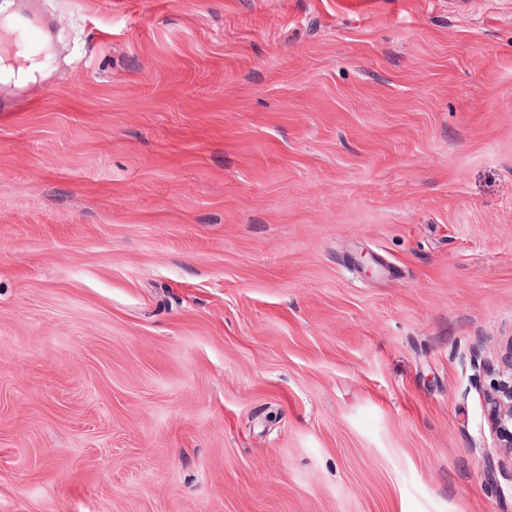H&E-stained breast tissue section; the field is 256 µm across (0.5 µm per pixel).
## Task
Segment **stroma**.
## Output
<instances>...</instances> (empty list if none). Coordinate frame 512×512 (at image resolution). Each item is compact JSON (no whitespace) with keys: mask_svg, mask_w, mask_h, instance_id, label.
Returning <instances> with one entry per match:
<instances>
[{"mask_svg":"<svg viewBox=\"0 0 512 512\" xmlns=\"http://www.w3.org/2000/svg\"><path fill=\"white\" fill-rule=\"evenodd\" d=\"M35 4L0 512H512V0ZM484 401L497 448H503L510 457L511 470L506 477L512 482V345L502 362L498 378L484 392Z\"/></svg>","mask_w":512,"mask_h":512,"instance_id":"stroma-1","label":"stroma"}]
</instances>
